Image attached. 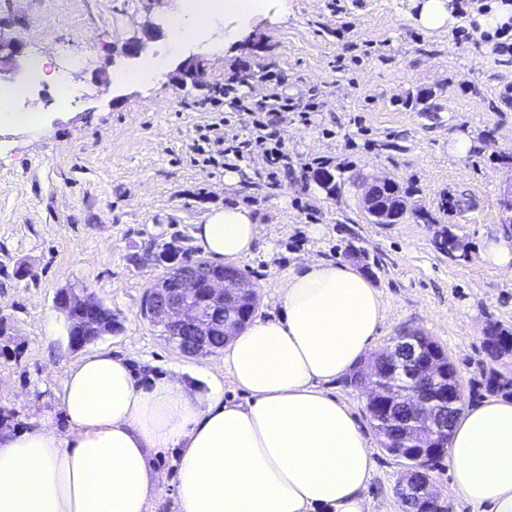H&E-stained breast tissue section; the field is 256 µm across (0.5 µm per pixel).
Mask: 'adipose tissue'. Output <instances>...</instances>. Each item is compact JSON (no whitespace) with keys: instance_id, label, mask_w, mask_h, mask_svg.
I'll list each match as a JSON object with an SVG mask.
<instances>
[{"instance_id":"ef3b65f1","label":"adipose tissue","mask_w":512,"mask_h":512,"mask_svg":"<svg viewBox=\"0 0 512 512\" xmlns=\"http://www.w3.org/2000/svg\"><path fill=\"white\" fill-rule=\"evenodd\" d=\"M267 0H194L164 51L115 83L162 79L178 49L209 39L222 54ZM208 256L233 266L252 255L259 226L241 205L194 231ZM282 309L229 339L224 374L199 390L176 376L141 384L128 359L92 352L62 386L66 430L42 422L0 432V512H155L152 457H180L176 512H367L375 462L348 408L326 389L366 357L385 319L378 290L350 266L310 258L279 282ZM247 393L224 399L225 382ZM451 492L474 512H512V400L464 405L448 441Z\"/></svg>"}]
</instances>
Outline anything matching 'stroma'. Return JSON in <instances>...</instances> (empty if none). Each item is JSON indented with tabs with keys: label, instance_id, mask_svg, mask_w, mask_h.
Listing matches in <instances>:
<instances>
[{
	"label": "stroma",
	"instance_id": "1",
	"mask_svg": "<svg viewBox=\"0 0 512 512\" xmlns=\"http://www.w3.org/2000/svg\"><path fill=\"white\" fill-rule=\"evenodd\" d=\"M289 3L284 14L270 0L223 57L186 49L199 80L172 67L140 88L112 81L114 71L138 64L124 45L142 39L149 54L164 47L177 0H0V15L17 19L0 35L22 45L0 89L30 87L44 117L35 140L0 133V315L12 328L0 342L20 348L0 356V407L17 412L15 428L42 418L66 426L59 394L80 354L69 349L67 319L54 306L65 287L87 289L111 309L119 327L96 346L125 355L141 379L223 372V353L183 356L141 315L165 269L132 257L149 242L199 257L195 225L227 204L248 208L260 227L239 264L258 293L257 316L279 313V279L306 257L350 265L386 308L370 356L401 329L419 330L456 365L466 403L488 395L492 362L481 332L492 322L512 330V276L477 260L486 238H512L498 202L512 185V52L494 51L471 21L491 0H453L461 23L444 32L413 24L414 0ZM62 44L88 58L73 74L83 94L65 108L54 83H32L30 67ZM285 99L293 111L268 127ZM218 118L234 135L212 161L200 146ZM459 132L480 149L450 154ZM272 148L284 154L273 170L263 161ZM322 167L334 174L335 193L317 182ZM385 176L413 211L397 224L372 223L360 205L364 186ZM448 234L463 250L442 249ZM23 264L30 274L20 279ZM331 391L373 447L369 512H401L402 468L382 448L363 388L341 380Z\"/></svg>",
	"mask_w": 512,
	"mask_h": 512
}]
</instances>
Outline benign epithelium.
Returning <instances> with one entry per match:
<instances>
[{
  "label": "benign epithelium",
  "mask_w": 512,
  "mask_h": 512,
  "mask_svg": "<svg viewBox=\"0 0 512 512\" xmlns=\"http://www.w3.org/2000/svg\"><path fill=\"white\" fill-rule=\"evenodd\" d=\"M365 214L375 224H393L405 218L409 209L399 193L397 182L389 177L377 178L361 196ZM257 304V296L236 268L223 265H197L193 261L174 264L168 280L148 289L142 302L143 316L163 327L168 341L181 354L202 356L210 351L212 316L220 317L224 339L243 329ZM55 306L63 312L69 323L68 335L83 338V343L96 341L111 332L110 320L90 322L79 319L89 307L101 303L94 294L83 289L62 288L55 295ZM382 397L377 407L388 406L391 391L400 387L415 404L417 415L431 421L428 407L424 406L425 387L434 382L445 384L443 396L448 410L462 398L461 385L455 364L443 353L434 350L430 356L415 336H399L387 347ZM440 447L425 441L417 443L414 463L404 466L400 489L421 505V512H440L438 497L425 493L422 475L436 457Z\"/></svg>",
  "instance_id": "7a95c632"
}]
</instances>
